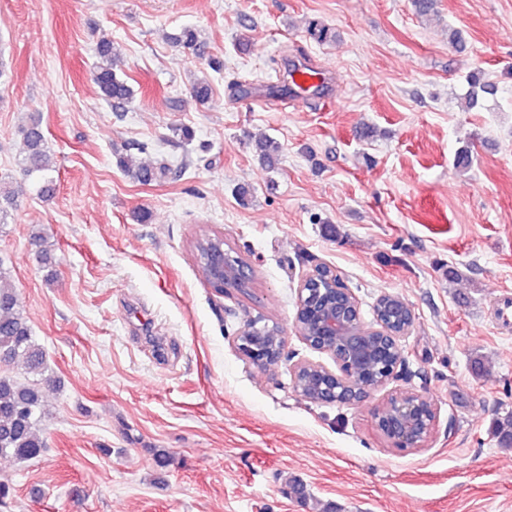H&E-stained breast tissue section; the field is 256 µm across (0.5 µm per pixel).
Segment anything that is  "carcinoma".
<instances>
[{
    "label": "carcinoma",
    "mask_w": 512,
    "mask_h": 512,
    "mask_svg": "<svg viewBox=\"0 0 512 512\" xmlns=\"http://www.w3.org/2000/svg\"><path fill=\"white\" fill-rule=\"evenodd\" d=\"M307 33L317 42L336 38L329 27L315 21L309 23ZM173 40L186 49L195 50L201 46L196 30L191 27L182 28L181 34L173 37ZM92 80L99 97L113 106L125 105L134 98V90L117 69L113 43L107 39L98 43ZM468 84L469 95L473 99L491 94L495 89L494 83L480 69L471 72ZM211 91V83L200 79L192 84L190 95L195 101L204 104L210 100ZM21 134L24 154L19 164L22 171L25 176L35 179L40 194L48 195L53 192L52 181L48 177L51 163L40 121L34 120L23 127ZM255 151L263 161L272 165L279 156L281 146L269 138L256 142ZM117 166L138 182L155 180L170 171L164 163L153 169L146 164H137L130 154L118 157ZM23 194L22 185L11 181L0 182L1 225L7 218L8 208L15 205ZM222 243L224 239L217 235L197 239L194 249L200 270L206 269L211 251ZM8 278L9 270L0 258V364H20L26 372L40 375V379L23 382L14 375L0 371V457L29 461L40 457L46 448L41 434L44 410L40 385L51 382V378L45 376L47 365L43 347L32 336L26 318L17 309L16 292L8 283ZM494 433L500 445H512V412L497 419Z\"/></svg>",
    "instance_id": "cac0c4a2"
}]
</instances>
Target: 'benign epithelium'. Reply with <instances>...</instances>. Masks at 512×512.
Returning <instances> with one entry per match:
<instances>
[{"instance_id": "7a95c632", "label": "benign epithelium", "mask_w": 512, "mask_h": 512, "mask_svg": "<svg viewBox=\"0 0 512 512\" xmlns=\"http://www.w3.org/2000/svg\"><path fill=\"white\" fill-rule=\"evenodd\" d=\"M211 279L224 292L231 279L239 282L252 278L253 268L243 260L235 266L217 259L211 266ZM293 326L299 337L313 351L324 353L334 367L322 363H300L292 370V388L302 399L314 404L357 405L371 391L384 386L397 376L404 356L391 357V349L399 345L409 329L385 335L383 322L373 326L364 323L359 302L345 288L336 271L319 265L300 281ZM257 323L244 326L237 337L239 352L255 364L275 363L282 354L268 356L256 342ZM385 364L383 376L371 383L360 377L366 366ZM378 432L399 451L424 448L432 438L437 411L433 400L414 390L399 391L386 400L375 414Z\"/></svg>"}]
</instances>
